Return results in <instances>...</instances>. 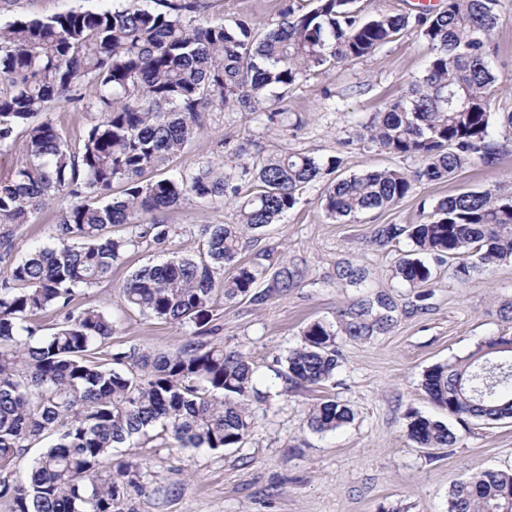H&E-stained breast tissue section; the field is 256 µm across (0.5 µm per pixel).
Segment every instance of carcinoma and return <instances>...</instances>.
Returning a JSON list of instances; mask_svg holds the SVG:
<instances>
[{"label": "carcinoma", "instance_id": "obj_1", "mask_svg": "<svg viewBox=\"0 0 512 512\" xmlns=\"http://www.w3.org/2000/svg\"><path fill=\"white\" fill-rule=\"evenodd\" d=\"M500 0H442L415 13L380 7L363 14L358 0H288L277 27L260 32L248 20L194 24L207 0H115L112 8L70 9L46 20L0 26V149L26 131V159L0 178V500L9 512H123L146 494L150 472L129 458L112 464V449L159 424L183 448L240 446L258 398L247 358L202 338L216 294L246 297L264 270L236 263L241 234L279 222L300 195L338 157L322 164L304 153L271 154L253 173L237 206V223L202 225L203 253L173 255L141 267L123 284L126 305L147 318L191 328L178 349L158 355L112 352V314L74 304L82 289L106 278L128 247L149 237L161 250L172 228L156 214L190 200L224 202L223 160L190 177L145 180L146 172L203 128L212 107L268 110L311 71L371 56L412 27L426 43L422 78L363 125L359 140L402 157H418L412 173L377 169L335 178L324 187L326 215L336 221L398 204L418 182H442L477 162L493 164L512 144V113L500 116L503 141L490 137L491 103L499 77ZM60 99L74 112H91L81 147L34 118ZM61 211L51 246L35 245L13 258L15 231L34 222L55 199ZM124 225L130 235L114 237ZM412 253L396 265L411 285L434 279L430 261L451 262L463 281L512 260V191L498 185L438 200L415 224H390L380 242L402 235ZM234 274L224 277V266ZM52 312L56 331L38 318ZM336 330L315 321L288 351L280 375L292 387L324 386L339 367ZM107 349L109 362L95 357ZM512 338L498 336L468 357L427 369L423 391L437 407L461 419H512ZM353 419L329 396L310 410L318 432ZM408 438L420 448H451L459 436L444 422L410 410ZM50 434L53 443L27 477L8 471L29 445ZM114 465L108 480L99 471ZM448 512H512V470H485L452 484Z\"/></svg>", "mask_w": 512, "mask_h": 512}]
</instances>
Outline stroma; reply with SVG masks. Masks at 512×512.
<instances>
[{
    "label": "stroma",
    "mask_w": 512,
    "mask_h": 512,
    "mask_svg": "<svg viewBox=\"0 0 512 512\" xmlns=\"http://www.w3.org/2000/svg\"><path fill=\"white\" fill-rule=\"evenodd\" d=\"M288 0H209L198 21L233 23L247 18L262 30L274 28ZM102 0H0V24L48 18L70 8L94 9ZM494 70L501 86L492 103L495 114L512 112V0H501L494 33ZM428 49L407 29L368 58L342 63L300 78L284 94L280 122L265 110L244 112L215 107L204 131L170 156L155 172L193 174L206 162L223 158L231 186L247 187L241 158L288 151L318 160L341 158L340 176L366 169L421 167L415 157H400L363 147L362 123L405 93L425 70ZM497 183L512 188V152L496 164H475L445 182L416 183L398 204L367 211L349 221L327 218L324 182L309 186L300 203L279 223L240 239L242 260L264 268L254 297L220 302L213 312L212 343L242 353L251 362L263 395L253 403L252 427L237 448L181 449L161 430L114 449L115 460L130 456L148 462L153 472L146 495L134 498V512H448L452 482L487 469L512 467V419L494 424L462 422L434 406L421 388L431 366L466 357L477 343L512 336V261L491 267L469 283L451 269H437L434 283L409 286L397 277L395 263L412 250L407 237L380 246L375 242L390 224H413L422 206L464 191ZM60 199L36 223L16 232V252L53 241ZM237 200L218 205L193 200L160 214L174 230L168 252L147 239L129 247L122 264L92 288L82 290L78 307L101 306L115 323L113 350L158 354L176 349L187 329L149 320L125 304L121 286L147 264L168 253L198 256L201 227L232 224ZM296 271L292 288H276L278 267ZM365 274L355 284L356 274ZM324 321L336 330L341 363L332 383L291 389L278 378L281 361L301 343L303 328ZM365 325V335L346 334L350 322ZM328 396L350 408L354 418L339 429L319 433L308 412ZM415 410L444 421L460 436L443 450H425L409 440L405 415Z\"/></svg>",
    "instance_id": "obj_1"
}]
</instances>
